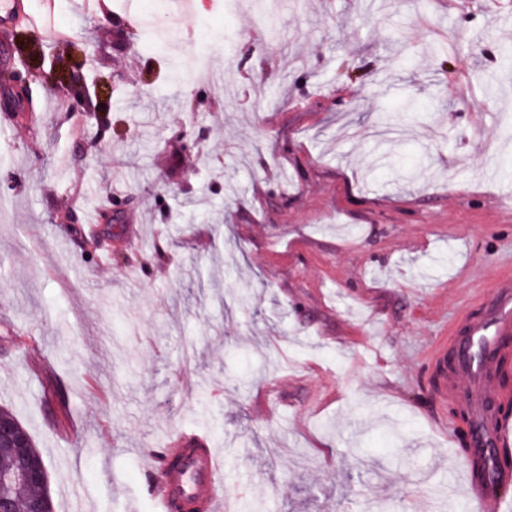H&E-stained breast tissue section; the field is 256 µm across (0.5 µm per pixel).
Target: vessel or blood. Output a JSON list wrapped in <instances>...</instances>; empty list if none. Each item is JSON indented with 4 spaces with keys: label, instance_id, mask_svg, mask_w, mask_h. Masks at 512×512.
<instances>
[{
    "label": "vessel or blood",
    "instance_id": "b4317fda",
    "mask_svg": "<svg viewBox=\"0 0 512 512\" xmlns=\"http://www.w3.org/2000/svg\"><path fill=\"white\" fill-rule=\"evenodd\" d=\"M25 0H0V34L29 22ZM479 315L463 310L428 355L435 367L434 400L453 397L469 411L467 450L461 461L465 494L474 512H512V469L499 449L512 445V418L500 407L512 404L495 369L512 355V274L500 276L492 289L473 299ZM176 468L152 471L156 512H170L172 500L188 502L197 512H229L224 487L217 480L223 458L199 437L172 436Z\"/></svg>",
    "mask_w": 512,
    "mask_h": 512
}]
</instances>
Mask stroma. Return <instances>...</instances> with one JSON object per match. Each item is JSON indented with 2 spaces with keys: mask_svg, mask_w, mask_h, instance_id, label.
I'll use <instances>...</instances> for the list:
<instances>
[{
  "mask_svg": "<svg viewBox=\"0 0 512 512\" xmlns=\"http://www.w3.org/2000/svg\"><path fill=\"white\" fill-rule=\"evenodd\" d=\"M127 2L55 0L106 123L41 81L0 117V407L54 512H155L145 451L177 433L261 512H458L427 352L512 269V0H142L158 53L120 39ZM55 47L20 25L0 70Z\"/></svg>",
  "mask_w": 512,
  "mask_h": 512,
  "instance_id": "35a3bbf8",
  "label": "stroma"
}]
</instances>
